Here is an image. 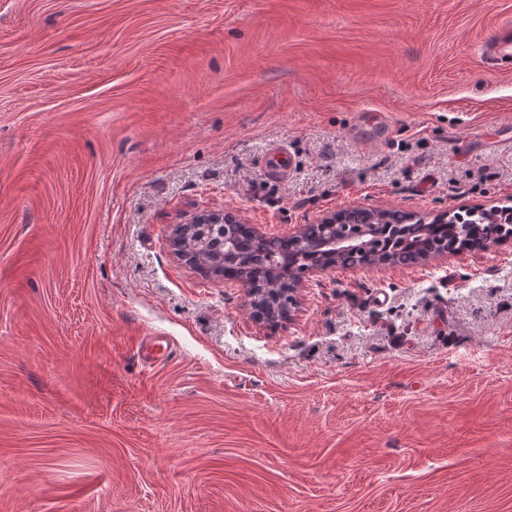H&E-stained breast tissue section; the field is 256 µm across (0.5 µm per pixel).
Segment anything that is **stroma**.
Here are the masks:
<instances>
[{
	"instance_id": "1",
	"label": "stroma",
	"mask_w": 512,
	"mask_h": 512,
	"mask_svg": "<svg viewBox=\"0 0 512 512\" xmlns=\"http://www.w3.org/2000/svg\"><path fill=\"white\" fill-rule=\"evenodd\" d=\"M508 17L0 0V512H512V240L304 276L274 329L170 246L512 205ZM224 224V233L218 234V237L211 240L208 244L207 238L201 239V236L197 235V232L190 233L187 238L184 247L195 255L198 254L199 250L196 247L201 243V248L206 253L211 255H219V246L223 247V260L222 266L224 268V244L225 242L230 243L243 235V228L238 226L241 225V219L239 215L233 211H222V212H210L201 213L191 217L185 224H177L174 226L171 236L170 243L173 249V253L180 259L189 262V264L196 267V262L190 260V257L183 250V237L188 234L190 229L195 225V228H201L203 236L213 237L217 231L220 230ZM227 224V226H225ZM201 225V226H198ZM216 240V243H214ZM201 241V242H200ZM223 243V246L220 245Z\"/></svg>"
}]
</instances>
